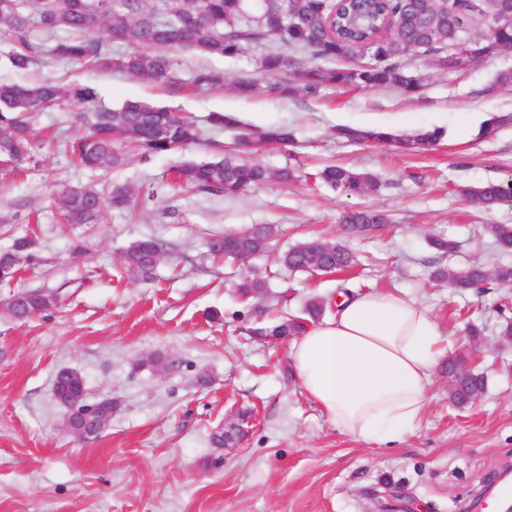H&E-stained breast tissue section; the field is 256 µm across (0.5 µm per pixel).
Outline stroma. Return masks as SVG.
Returning a JSON list of instances; mask_svg holds the SVG:
<instances>
[{
    "mask_svg": "<svg viewBox=\"0 0 512 512\" xmlns=\"http://www.w3.org/2000/svg\"><path fill=\"white\" fill-rule=\"evenodd\" d=\"M276 47L271 40L251 43L233 58L172 52L176 88L48 59L17 73L0 60V81L50 76L63 85L89 83L102 106L147 101L188 114L202 133L190 149L129 152L123 165L99 171L76 167L64 148H45L37 153L38 169L0 178V252L29 234L38 257L13 282L0 284V512H374L391 489L415 512H459L491 476L512 467V344L500 341L497 313L512 305V291L459 293L430 276L433 266L475 259L489 269L512 264V254H501L483 231L512 225V206L487 211L462 193L512 180V86L496 83L512 71V49L462 70L410 57L407 68L420 81L411 96L329 84L289 96L256 65ZM206 69L223 71V88L190 90ZM244 75L258 83V94L236 91ZM79 110L66 100L41 113L36 134L64 140L82 134ZM213 112L238 113L255 131L291 128L294 143L258 146L250 158L274 173L289 169L292 179L274 177L235 198L170 187L179 164L233 147L236 130L212 126ZM340 126H381L405 138L433 128L440 139L410 149L355 143L337 137ZM331 164L372 173L380 191L352 196L318 183L315 173ZM116 183L131 187L141 206L109 210L96 224L58 222L54 199L61 186ZM360 206L385 212L388 224L347 233L340 218ZM256 224L281 232L250 266L209 255L213 236ZM438 236L457 243L452 256L433 249L430 240ZM149 237L164 240L168 250L155 281L144 282L126 271L122 255ZM341 239L359 258L349 272L312 275L273 263L298 242ZM247 275L269 281L268 294L252 305L235 294ZM342 284L417 297L440 324L450 355L466 354L471 368L485 374L484 393L467 406L453 405L443 362L427 413L403 442L379 448L334 429L291 372L290 340H261L249 329L253 307L298 316L309 300L329 298ZM34 288L53 294L57 309L12 318L8 298ZM472 319L485 325L476 346L464 332ZM156 354L175 359V367L157 369ZM63 368L81 374L88 400H117L98 438L80 440L65 429L51 397ZM230 410L251 412L248 436L238 448L213 447L211 434Z\"/></svg>",
    "mask_w": 512,
    "mask_h": 512,
    "instance_id": "35a3bbf8",
    "label": "stroma"
}]
</instances>
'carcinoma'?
I'll list each match as a JSON object with an SVG mask.
<instances>
[{"mask_svg":"<svg viewBox=\"0 0 512 512\" xmlns=\"http://www.w3.org/2000/svg\"><path fill=\"white\" fill-rule=\"evenodd\" d=\"M102 0H0V40L11 50L6 53L8 66L25 72L37 63L39 46L32 41L34 33L52 39L53 55L63 63L91 66L99 70H116L136 79L157 83H176L173 60L169 52L182 50L201 56L232 58L243 46L264 38L276 40L286 49L301 48L310 53L316 65L297 70L294 57L282 52L262 55L257 65L271 75L292 73L308 91L325 83L359 85L369 89L396 87L407 94L420 88L406 64L414 55L430 57L435 65L448 68V51L466 36L482 13L491 11L495 0H455L453 13H448L447 0H112L100 7ZM398 23L396 31L382 36L389 18ZM103 30L106 41L96 36ZM492 46L512 48V25L497 27L492 32ZM117 40L130 47L128 51L112 49ZM363 59L355 67L323 68L319 61ZM194 83L210 88L224 86V72L206 70ZM71 99L82 105L81 120L87 132L68 145L76 162L88 169L99 170L120 164L123 155L114 150L116 141L124 142L143 155H160L183 150L199 141L195 122L170 110L145 101L129 100L118 108L95 105L96 88L89 84L67 87L50 79L30 84L0 82V171L20 172L33 162L32 126L36 117ZM338 134L350 141L370 140L396 142L403 146L433 145L438 131L423 129L412 139H404L380 129L343 127ZM293 139L291 130L272 127L258 132H240L236 148L222 158L189 161L173 170L179 184L202 193L226 197L239 196L248 189L273 177L291 178V172H270L265 166L245 158L256 142L287 144ZM325 185L350 194L364 195L379 191L378 179L338 165H330L316 174ZM462 194L485 208L512 199V185L485 182L462 189ZM58 209L68 224H96L104 210L132 209L137 200L125 185H113L102 192L92 186L66 187L57 197ZM343 222L355 230L379 226L387 222L385 214L371 209H356L343 216ZM487 234L502 253L512 251V226L489 224ZM277 229L271 224H258L239 233H226L209 241L215 256L238 259L247 254H261ZM34 240L27 236L14 239L10 250L0 253L3 280L10 281L18 273L14 265L20 256L27 264L36 261ZM166 243L159 238L132 242L123 256L127 271L143 281L153 278L158 262L155 255L165 252ZM356 262L355 255L341 242L307 241L299 243L277 258V263L296 271H346ZM437 281H448V287L466 290L475 284L512 282V265L504 264L488 271L472 261L457 268L438 267L431 272ZM266 281L247 277L237 284L238 297L247 302L263 294ZM326 304L313 299L306 304V317L268 319L265 311L256 310V327L252 334L263 339L299 336L307 322L319 319ZM55 394L75 402H86L84 383L69 370L57 372L53 383ZM485 377L470 373L449 389L450 402L463 406L483 393Z\"/></svg>","mask_w":512,"mask_h":512,"instance_id":"cac0c4a2","label":"carcinoma"}]
</instances>
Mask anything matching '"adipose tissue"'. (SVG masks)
Returning a JSON list of instances; mask_svg holds the SVG:
<instances>
[{"instance_id": "obj_1", "label": "adipose tissue", "mask_w": 512, "mask_h": 512, "mask_svg": "<svg viewBox=\"0 0 512 512\" xmlns=\"http://www.w3.org/2000/svg\"><path fill=\"white\" fill-rule=\"evenodd\" d=\"M447 353L438 322L420 300L367 290L343 297L330 316L297 336L289 359L330 425L384 445L420 427Z\"/></svg>"}]
</instances>
